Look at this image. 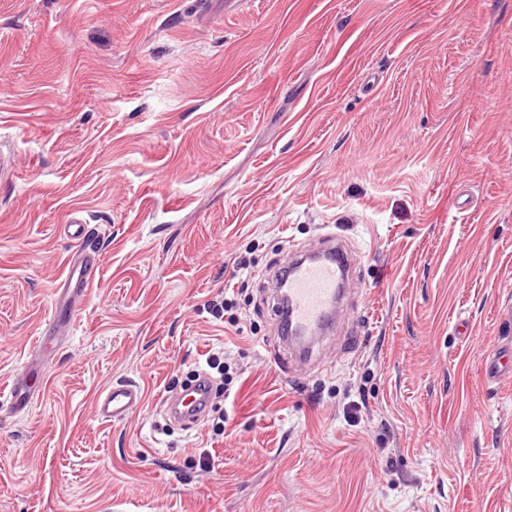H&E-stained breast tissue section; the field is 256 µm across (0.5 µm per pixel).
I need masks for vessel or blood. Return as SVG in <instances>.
I'll list each match as a JSON object with an SVG mask.
<instances>
[{"label": "vessel or blood", "instance_id": "1", "mask_svg": "<svg viewBox=\"0 0 512 512\" xmlns=\"http://www.w3.org/2000/svg\"><path fill=\"white\" fill-rule=\"evenodd\" d=\"M62 232L68 239L79 243L80 248L69 260L67 272L56 290L52 312L41 332L45 340L69 329L98 266L96 251L85 243L87 231L84 225L74 221L63 225ZM345 278L343 250L332 234L325 235L323 248L315 257L291 261L282 288L287 294L292 322L301 332L297 342L302 348L313 344L332 315ZM46 367V360L35 355L16 375L7 392L15 411L29 408L35 395L33 381L45 372ZM484 373L490 379L512 376V356L494 351L486 361ZM209 398L206 383L199 380L182 392L165 395L164 400L175 420L193 426L203 417ZM144 399V392L138 384L111 386L97 398L95 412L101 421H120L133 409L141 407Z\"/></svg>", "mask_w": 512, "mask_h": 512}]
</instances>
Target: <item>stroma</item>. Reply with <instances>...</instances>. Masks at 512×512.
I'll list each match as a JSON object with an SVG mask.
<instances>
[{
	"label": "stroma",
	"instance_id": "obj_1",
	"mask_svg": "<svg viewBox=\"0 0 512 512\" xmlns=\"http://www.w3.org/2000/svg\"><path fill=\"white\" fill-rule=\"evenodd\" d=\"M0 157V512H512V0H0ZM69 218L99 275L19 413ZM328 231L304 366L257 274ZM213 354L223 430L168 420ZM502 347L497 348L487 359L485 365V377L488 379H498L501 376H512V356L501 353ZM47 363L34 354L16 375L7 392V398L15 411L23 412L29 408L35 395L32 381L46 371ZM144 399V392L136 383L110 386L96 400V416L104 422L121 421L133 409L141 407Z\"/></svg>",
	"mask_w": 512,
	"mask_h": 512
}]
</instances>
